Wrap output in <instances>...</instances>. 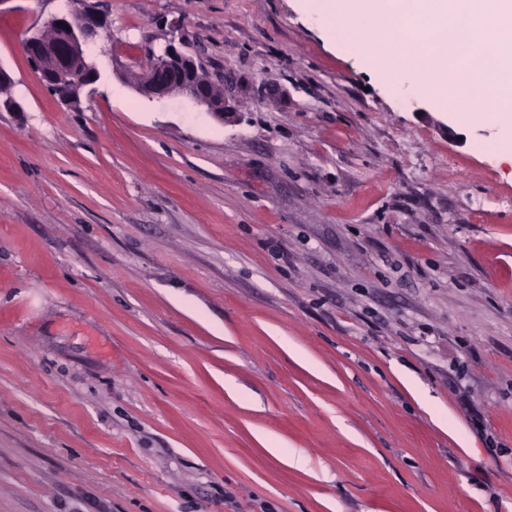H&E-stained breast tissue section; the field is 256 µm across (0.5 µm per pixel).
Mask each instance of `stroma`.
Masks as SVG:
<instances>
[{"mask_svg": "<svg viewBox=\"0 0 512 512\" xmlns=\"http://www.w3.org/2000/svg\"><path fill=\"white\" fill-rule=\"evenodd\" d=\"M89 6L79 109L22 50ZM180 40L235 116L132 76ZM0 512H512V164L307 0H0Z\"/></svg>", "mask_w": 512, "mask_h": 512, "instance_id": "obj_1", "label": "stroma"}]
</instances>
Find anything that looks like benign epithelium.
Here are the masks:
<instances>
[{
	"label": "benign epithelium",
	"instance_id": "benign-epithelium-1",
	"mask_svg": "<svg viewBox=\"0 0 512 512\" xmlns=\"http://www.w3.org/2000/svg\"><path fill=\"white\" fill-rule=\"evenodd\" d=\"M51 25L52 37L37 31L22 42V49L35 65L47 90L70 106L80 99L87 86L98 80L99 75L79 69V64L83 63L85 47L106 37L107 32L89 10L79 9L69 16L57 17ZM203 69L198 57L182 51L171 41L160 53L150 56L134 88L151 100L184 95L220 121L233 117L234 113L227 111L224 95L198 81Z\"/></svg>",
	"mask_w": 512,
	"mask_h": 512
}]
</instances>
